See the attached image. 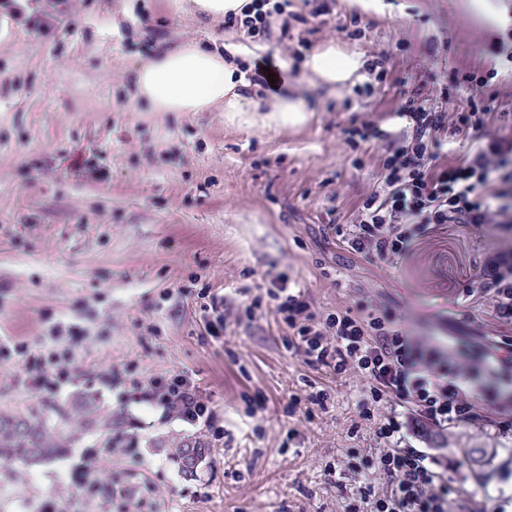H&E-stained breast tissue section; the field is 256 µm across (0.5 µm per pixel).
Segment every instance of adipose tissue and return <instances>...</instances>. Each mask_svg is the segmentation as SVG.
Instances as JSON below:
<instances>
[{"label":"adipose tissue","mask_w":512,"mask_h":512,"mask_svg":"<svg viewBox=\"0 0 512 512\" xmlns=\"http://www.w3.org/2000/svg\"><path fill=\"white\" fill-rule=\"evenodd\" d=\"M261 45L242 46L233 42L223 49L196 40H186L175 48L158 53L135 71V96L145 100L154 112H206L217 108L227 117L260 114L264 125H297L308 118L303 97L285 90L272 99L245 103L241 90L249 82L239 59L261 52ZM362 66L358 54L345 53L326 45L303 62L314 87L330 90L352 82Z\"/></svg>","instance_id":"ef3b65f1"}]
</instances>
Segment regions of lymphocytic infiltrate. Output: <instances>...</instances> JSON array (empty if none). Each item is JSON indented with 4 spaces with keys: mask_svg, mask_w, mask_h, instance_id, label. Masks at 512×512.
I'll return each instance as SVG.
<instances>
[{
    "mask_svg": "<svg viewBox=\"0 0 512 512\" xmlns=\"http://www.w3.org/2000/svg\"><path fill=\"white\" fill-rule=\"evenodd\" d=\"M290 0H253L246 18H231L250 37H270L275 17ZM495 71L467 76L468 105L458 112L423 107L414 92H404L397 116L400 131L388 142L390 173L382 190L366 200L357 223L340 224L336 235L352 253L398 268L417 233L433 224L496 225L512 238V135L492 136L470 149L456 167L438 168L430 149L434 131L453 127L460 135L482 127L491 107L485 89ZM470 301L490 302L499 320L512 323V248L487 253L478 279L466 291ZM275 313L287 325L290 351L302 353L314 370L358 372L365 380L356 403L357 417L379 443L367 456L348 450L354 488L346 512H445L448 480L431 449L412 440L420 428L441 430L482 418L474 397L484 379L498 377L491 364L462 370L443 352L419 345L400 318L377 305H362L318 318L306 291L286 274L271 279L266 290ZM87 334L72 324L56 328L47 340L31 344L0 337V364L16 370L18 386L53 396L73 385L78 368L45 358L47 345L66 347ZM139 401L176 415L185 423L224 434L216 412L204 401L192 373L181 371L135 381ZM386 488L375 492L370 473Z\"/></svg>",
    "mask_w": 512,
    "mask_h": 512,
    "instance_id": "1",
    "label": "lymphocytic infiltrate"
}]
</instances>
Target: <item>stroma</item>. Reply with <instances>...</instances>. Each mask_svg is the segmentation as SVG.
<instances>
[{
    "label": "stroma",
    "mask_w": 512,
    "mask_h": 512,
    "mask_svg": "<svg viewBox=\"0 0 512 512\" xmlns=\"http://www.w3.org/2000/svg\"><path fill=\"white\" fill-rule=\"evenodd\" d=\"M183 0H0V334L33 342L56 325L79 323L72 347L83 376L41 401L0 366V411L44 405L50 421L85 394L123 420L99 476H119L127 512H345L347 449L373 453L355 428L361 379L313 370L285 347L288 328L270 308L246 317L270 279L285 273L324 315L360 302L402 317L423 345H447L453 364L479 354L512 357V326L466 290L487 251L502 246L494 225L431 226L415 237L400 269L351 253L336 239L384 185L383 142L359 139L365 120L394 132L402 84L428 107L464 108L456 77L496 71L493 113L481 131L499 132L512 114V17L491 28L468 0H377L364 8L328 0L327 19L294 24L268 40L248 71L288 76L312 113L299 125L266 127L222 112H152L136 100L139 63L186 39L241 38ZM356 21L361 34L344 30ZM335 41L361 55L368 73L338 91L307 89L309 50ZM453 95H445L446 87ZM224 298L227 329L211 336L196 294ZM135 366L138 378L191 370L227 432L206 438L196 472L171 460L197 427L134 398L132 385L99 375ZM327 389L326 409L289 412L291 396ZM448 467L446 512H512V430L480 421L426 438ZM99 430L83 431L47 464L0 463V512H117V499L79 498L71 481Z\"/></svg>",
    "instance_id": "stroma-1"
}]
</instances>
